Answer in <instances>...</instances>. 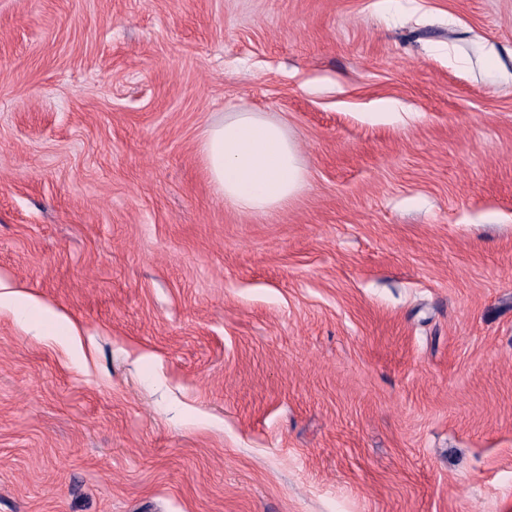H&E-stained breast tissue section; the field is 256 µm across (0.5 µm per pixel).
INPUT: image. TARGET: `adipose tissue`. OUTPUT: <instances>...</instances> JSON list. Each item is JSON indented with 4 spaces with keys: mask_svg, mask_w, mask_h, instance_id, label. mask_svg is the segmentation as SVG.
Segmentation results:
<instances>
[{
    "mask_svg": "<svg viewBox=\"0 0 512 512\" xmlns=\"http://www.w3.org/2000/svg\"><path fill=\"white\" fill-rule=\"evenodd\" d=\"M203 154L216 192L243 212L287 206L302 182L298 150L284 124L245 107L207 127Z\"/></svg>",
    "mask_w": 512,
    "mask_h": 512,
    "instance_id": "adipose-tissue-1",
    "label": "adipose tissue"
}]
</instances>
